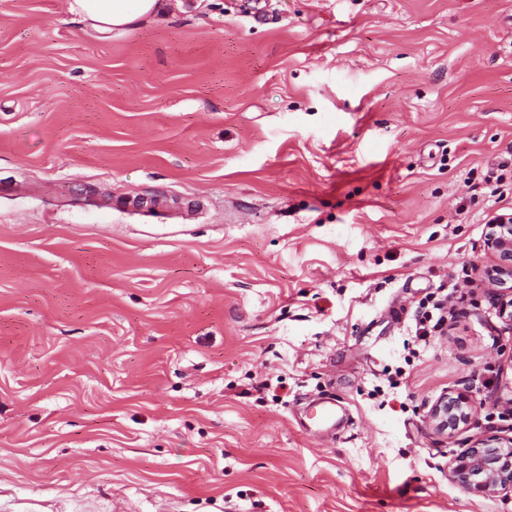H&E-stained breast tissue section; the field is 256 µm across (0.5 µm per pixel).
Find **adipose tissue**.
<instances>
[{
    "mask_svg": "<svg viewBox=\"0 0 512 512\" xmlns=\"http://www.w3.org/2000/svg\"><path fill=\"white\" fill-rule=\"evenodd\" d=\"M164 6L165 0H67L71 14L88 22L101 33L152 19Z\"/></svg>",
    "mask_w": 512,
    "mask_h": 512,
    "instance_id": "1",
    "label": "adipose tissue"
}]
</instances>
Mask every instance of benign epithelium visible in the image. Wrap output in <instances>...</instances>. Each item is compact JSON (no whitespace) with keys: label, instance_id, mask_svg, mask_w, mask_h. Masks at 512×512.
I'll use <instances>...</instances> for the list:
<instances>
[{"label":"benign epithelium","instance_id":"obj_1","mask_svg":"<svg viewBox=\"0 0 512 512\" xmlns=\"http://www.w3.org/2000/svg\"><path fill=\"white\" fill-rule=\"evenodd\" d=\"M487 246L495 257L500 279L512 278V220L488 225ZM473 399L465 391L438 398L427 418L433 429L452 435L469 426ZM448 479L469 493L482 497L512 494V436L476 437L472 445L448 465Z\"/></svg>","mask_w":512,"mask_h":512}]
</instances>
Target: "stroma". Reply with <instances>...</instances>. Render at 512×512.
<instances>
[{
    "label": "stroma",
    "mask_w": 512,
    "mask_h": 512,
    "mask_svg": "<svg viewBox=\"0 0 512 512\" xmlns=\"http://www.w3.org/2000/svg\"><path fill=\"white\" fill-rule=\"evenodd\" d=\"M511 145L512 0H203L107 38L0 0V512H512L448 479L512 433ZM509 215L511 216V213L497 214L486 223L488 224L487 246L495 257L497 276L502 280L512 278V220L511 217L510 221L507 218L498 220ZM473 399L467 391L438 398L430 407L427 418L433 429L441 434H454L469 426Z\"/></svg>",
    "instance_id": "stroma-1"
}]
</instances>
